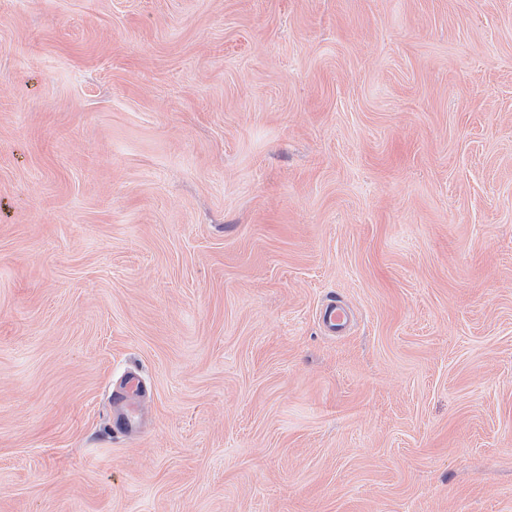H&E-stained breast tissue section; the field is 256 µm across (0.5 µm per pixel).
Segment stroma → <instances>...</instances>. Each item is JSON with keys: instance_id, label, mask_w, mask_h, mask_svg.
I'll return each instance as SVG.
<instances>
[{"instance_id": "stroma-1", "label": "stroma", "mask_w": 512, "mask_h": 512, "mask_svg": "<svg viewBox=\"0 0 512 512\" xmlns=\"http://www.w3.org/2000/svg\"><path fill=\"white\" fill-rule=\"evenodd\" d=\"M0 512H512V0H0ZM318 316L323 329L330 335L341 333L350 320L347 309L336 301V297L330 298L321 306Z\"/></svg>"}]
</instances>
